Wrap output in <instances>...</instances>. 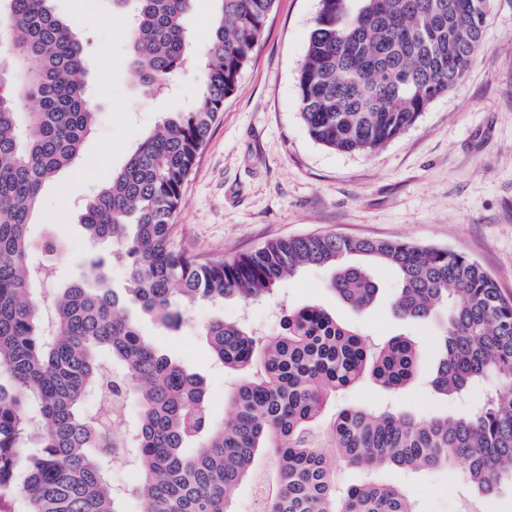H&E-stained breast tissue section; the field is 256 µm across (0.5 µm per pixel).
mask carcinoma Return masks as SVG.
Instances as JSON below:
<instances>
[{"label":"carcinoma","instance_id":"obj_1","mask_svg":"<svg viewBox=\"0 0 512 512\" xmlns=\"http://www.w3.org/2000/svg\"><path fill=\"white\" fill-rule=\"evenodd\" d=\"M192 0H136L132 72L147 91L167 88L191 46ZM203 48L201 94L146 134L85 204L84 247H113L130 288H111L92 260L83 276L34 300L47 275L28 237L45 184L72 166L96 123L85 48L53 0H0V512H229L228 493L258 478L265 512H414L398 487L370 479L340 495L332 448L371 472L464 465L484 498L512 500V297L476 261L446 248L312 234L252 252L200 260L175 246L182 188L249 64L274 0H219ZM490 0H320L298 78L310 137L341 153H372L406 132L455 89L479 51ZM34 108L20 119V102ZM361 256L393 268L394 309L425 321L441 311L433 389L466 399L447 416L341 409L321 428L336 393L364 377L395 392L417 376L420 349L406 336L371 344L318 305L291 310L264 337L242 322L203 332L214 360L240 374L229 425L213 421L201 378L143 336L128 306L177 329L182 304L270 296L305 265L331 270L329 291L355 311L378 287ZM109 361L112 368L103 369ZM494 377L503 392L483 390ZM135 396L134 425L104 415ZM36 416L45 428L33 427ZM139 474L112 485V465Z\"/></svg>","mask_w":512,"mask_h":512}]
</instances>
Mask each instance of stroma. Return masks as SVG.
<instances>
[{"mask_svg":"<svg viewBox=\"0 0 512 512\" xmlns=\"http://www.w3.org/2000/svg\"><path fill=\"white\" fill-rule=\"evenodd\" d=\"M85 2L80 35L86 45L98 120L75 165L48 184L36 205L30 234L53 269L48 288L84 272L80 214L93 193L119 169L145 134L186 111L201 88L199 46L210 29L216 0H193L189 61L166 94L142 89L132 78L125 18L112 0H55L63 15ZM319 0H275L254 55L236 92L224 102L206 146L183 188L178 244L191 255L217 258L265 243L334 233L446 248L477 261L505 295H512V0H492L480 50L463 83L435 100L401 136L369 154L340 153L315 142L299 111L297 78ZM377 300L358 312L328 291L329 272L312 265L286 278L273 302L243 307L236 300L189 307L176 329L143 316V335L204 382L209 411L227 423L228 377L202 334L216 317L248 320L263 334L282 329L284 309L318 303L373 343L396 335L418 342L426 369L407 388L389 392L363 379L337 394L330 412L355 406L446 415L455 399L436 393L427 372L439 322L400 319L394 302L397 274L371 265ZM463 465L411 473L383 467L374 478L403 489L417 512H493L463 477Z\"/></svg>","mask_w":512,"mask_h":512,"instance_id":"obj_1","label":"stroma"}]
</instances>
